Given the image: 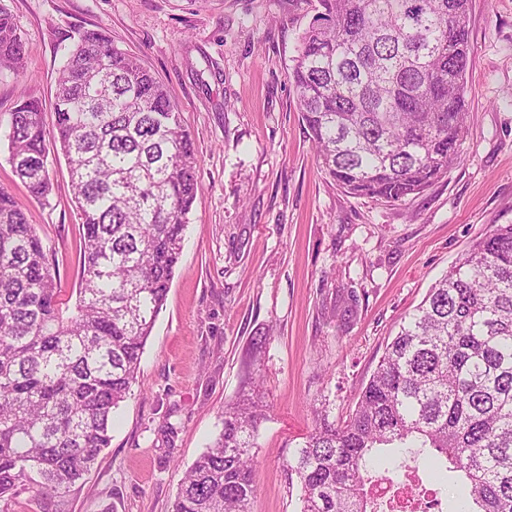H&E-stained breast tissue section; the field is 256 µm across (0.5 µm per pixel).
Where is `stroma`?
I'll use <instances>...</instances> for the list:
<instances>
[{"instance_id": "1", "label": "stroma", "mask_w": 512, "mask_h": 512, "mask_svg": "<svg viewBox=\"0 0 512 512\" xmlns=\"http://www.w3.org/2000/svg\"><path fill=\"white\" fill-rule=\"evenodd\" d=\"M317 0H0L27 48L0 71V118L24 96L53 123L61 50L105 30L179 104L200 189L166 302L112 440L64 512H170L225 404L259 387L253 512H298L285 460L312 403L345 420L400 323L495 224H512V0H471L472 122L448 176L402 203L345 193L321 171L288 74ZM28 196L0 143V188L22 203L64 295L82 230L65 159Z\"/></svg>"}]
</instances>
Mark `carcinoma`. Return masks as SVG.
Returning a JSON list of instances; mask_svg holds the SVG:
<instances>
[{"instance_id": "carcinoma-1", "label": "carcinoma", "mask_w": 512, "mask_h": 512, "mask_svg": "<svg viewBox=\"0 0 512 512\" xmlns=\"http://www.w3.org/2000/svg\"><path fill=\"white\" fill-rule=\"evenodd\" d=\"M289 74L318 166L347 193L405 201L446 177L469 129L471 0H317ZM25 45L0 7V68ZM39 100L9 113L13 170L52 190L47 142L65 157L83 232L74 310L22 204L0 188V501H60L111 441L113 417L183 251L200 189L178 104L100 30L78 33ZM286 460L300 512H377L370 487L390 450L411 471L462 476L460 512H512V224H494L401 323L338 424ZM261 397L224 408L223 429L185 471L171 512H252Z\"/></svg>"}]
</instances>
